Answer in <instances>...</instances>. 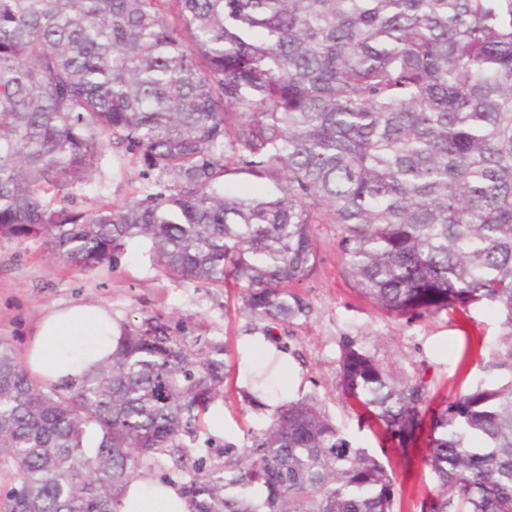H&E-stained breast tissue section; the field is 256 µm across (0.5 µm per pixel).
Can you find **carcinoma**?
<instances>
[{
    "label": "carcinoma",
    "mask_w": 512,
    "mask_h": 512,
    "mask_svg": "<svg viewBox=\"0 0 512 512\" xmlns=\"http://www.w3.org/2000/svg\"><path fill=\"white\" fill-rule=\"evenodd\" d=\"M114 145L147 186L72 207ZM241 175L264 185L231 189ZM316 224L336 225L383 309L486 302L512 360V0H0V240L42 238L83 270L144 240L164 275L230 279L251 317L293 325ZM227 352L156 313L47 388L1 342L9 512H121L224 399ZM342 372L399 444L414 438L422 384L354 353ZM428 444L420 512H512V384L444 401ZM235 453L199 460L193 512H393L394 472L311 396Z\"/></svg>",
    "instance_id": "cac0c4a2"
}]
</instances>
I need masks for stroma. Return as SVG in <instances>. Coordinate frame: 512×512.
I'll return each mask as SVG.
<instances>
[{
    "instance_id": "35a3bbf8",
    "label": "stroma",
    "mask_w": 512,
    "mask_h": 512,
    "mask_svg": "<svg viewBox=\"0 0 512 512\" xmlns=\"http://www.w3.org/2000/svg\"><path fill=\"white\" fill-rule=\"evenodd\" d=\"M141 168L122 149L104 153L102 173L74 188L81 208L105 201L123 204L142 187ZM319 262L301 292L311 312L297 325L275 331L302 379L300 395L317 397L320 406L363 446L386 449L397 477L394 512H420L435 478L425 463L427 439L419 437L400 450L384 427L343 386L340 361L351 348L370 357L395 376L425 387L433 403L471 392L476 386L496 388L512 383V366L502 354L504 329L483 303L468 310L397 314L366 300L348 274L337 250L335 225L315 227ZM104 304L123 323L136 324L159 313L180 325L185 336H221L237 347L242 336L263 333L265 324L243 308L239 289L200 288L172 280L151 266L140 245L129 246L115 265L83 271L46 250L41 240H0V342L23 354L36 322L60 303ZM224 404L225 436H214L211 422L203 434L213 437L191 444L184 455L163 458L155 478L191 474L199 458L220 463L225 443L245 448L248 432H261L271 412L245 400L238 380H228Z\"/></svg>"
}]
</instances>
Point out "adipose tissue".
<instances>
[{"label":"adipose tissue","instance_id":"ef3b65f1","mask_svg":"<svg viewBox=\"0 0 512 512\" xmlns=\"http://www.w3.org/2000/svg\"><path fill=\"white\" fill-rule=\"evenodd\" d=\"M123 332V324L111 308L69 304L55 308L37 322L24 352L31 374L47 385L77 379L111 357ZM245 357L258 359L260 369H273L283 378L286 392H297L300 379L286 349L264 336L241 340ZM121 512H192L182 489L161 479L129 482Z\"/></svg>","mask_w":512,"mask_h":512}]
</instances>
